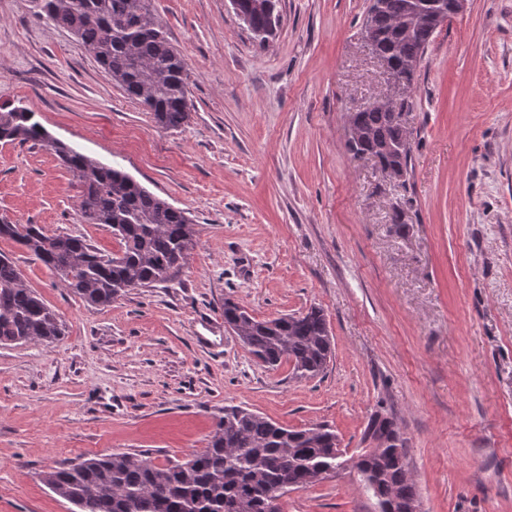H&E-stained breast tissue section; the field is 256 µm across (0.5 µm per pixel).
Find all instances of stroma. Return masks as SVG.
Returning <instances> with one entry per match:
<instances>
[{
  "instance_id": "stroma-1",
  "label": "stroma",
  "mask_w": 512,
  "mask_h": 512,
  "mask_svg": "<svg viewBox=\"0 0 512 512\" xmlns=\"http://www.w3.org/2000/svg\"><path fill=\"white\" fill-rule=\"evenodd\" d=\"M370 0H281L260 42L230 0H152L186 62L187 124L158 128L31 0H0V108L188 212L199 245L167 282L87 304L14 241L60 317L51 345L0 346V512H72L50 468L116 451L157 465L207 447L225 407L330 426L347 457L394 419L421 512H512V0H468L434 36L405 117L402 184L347 151V118L387 89L363 41ZM403 225L392 222L395 211ZM0 220L82 235L53 151L0 142ZM322 309L335 356L298 379L224 321ZM279 512H377L356 470L288 491Z\"/></svg>"
}]
</instances>
